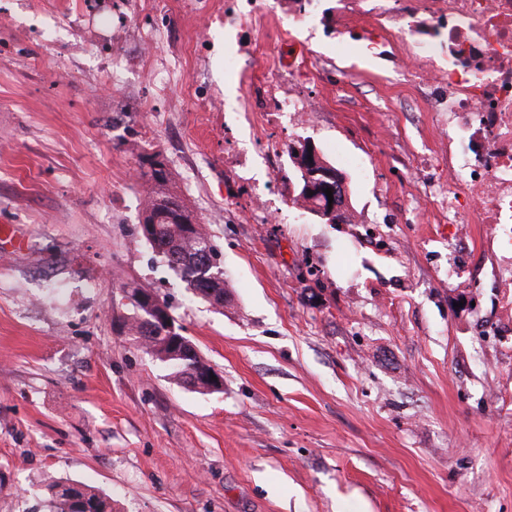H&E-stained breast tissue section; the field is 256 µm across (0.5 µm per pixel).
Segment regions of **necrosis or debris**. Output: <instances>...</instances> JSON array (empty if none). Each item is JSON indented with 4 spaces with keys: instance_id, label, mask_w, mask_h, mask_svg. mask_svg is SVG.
Returning a JSON list of instances; mask_svg holds the SVG:
<instances>
[{
    "instance_id": "obj_1",
    "label": "necrosis or debris",
    "mask_w": 512,
    "mask_h": 512,
    "mask_svg": "<svg viewBox=\"0 0 512 512\" xmlns=\"http://www.w3.org/2000/svg\"><path fill=\"white\" fill-rule=\"evenodd\" d=\"M188 9L222 20L235 32L224 49L231 69H248L252 25L281 14L296 26L311 12L303 0H224L214 13L209 0H187ZM374 17L387 23V39L400 43L397 61L412 70L434 111L448 115L441 129L448 143V190L430 205L452 224H482L512 244V0H376L348 18L356 27ZM253 111L268 128L285 120L309 124L326 111L320 95H298L292 82L272 74L261 87ZM474 203L461 211L459 195Z\"/></svg>"
}]
</instances>
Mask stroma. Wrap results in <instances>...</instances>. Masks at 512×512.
Masks as SVG:
<instances>
[{"label": "stroma", "instance_id": "1", "mask_svg": "<svg viewBox=\"0 0 512 512\" xmlns=\"http://www.w3.org/2000/svg\"><path fill=\"white\" fill-rule=\"evenodd\" d=\"M58 50L38 20L0 35V512H51L48 477L112 497L119 512H512V333L501 277L512 248L480 224L436 219L448 183L441 112L425 106L379 24L274 17L251 37L272 59L318 51L302 91L328 111L312 146L345 181L347 219L311 212L249 221L224 168V135L253 184L298 194L290 156L206 46L184 0H149L136 26L164 54L99 92L109 44L75 24L85 0H50ZM226 112H198L199 91ZM160 155L221 251L223 311L195 298L143 238L139 173ZM166 300L224 378L201 394L133 345L127 287Z\"/></svg>", "mask_w": 512, "mask_h": 512}]
</instances>
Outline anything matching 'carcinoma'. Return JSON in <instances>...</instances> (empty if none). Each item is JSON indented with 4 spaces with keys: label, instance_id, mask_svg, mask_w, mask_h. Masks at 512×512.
Instances as JSON below:
<instances>
[{
    "label": "carcinoma",
    "instance_id": "cac0c4a2",
    "mask_svg": "<svg viewBox=\"0 0 512 512\" xmlns=\"http://www.w3.org/2000/svg\"><path fill=\"white\" fill-rule=\"evenodd\" d=\"M147 164L149 170L142 172V179L150 187L151 196L142 208L140 228L150 224L153 232L146 240L193 295L209 304L224 306V286L218 283L213 288L204 284L210 272L202 269L200 264L204 248L218 254L211 236L204 229L193 238L184 234L176 212L169 208V204L180 196L173 189L165 163L153 155ZM128 298L131 310L123 322L126 334L166 365L174 380L184 383L197 370V356L170 350V332L153 323L150 313L133 295H128ZM44 491L54 506V512H114L110 496L77 483L50 477Z\"/></svg>",
    "mask_w": 512,
    "mask_h": 512
}]
</instances>
